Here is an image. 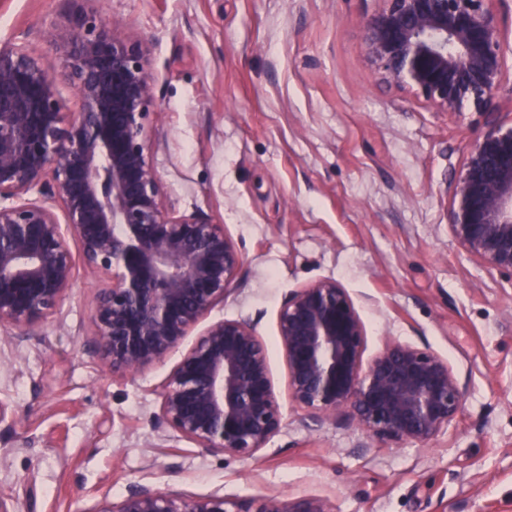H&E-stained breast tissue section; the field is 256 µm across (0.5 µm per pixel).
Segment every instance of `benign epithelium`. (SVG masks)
<instances>
[{"instance_id":"1","label":"benign epithelium","mask_w":512,"mask_h":512,"mask_svg":"<svg viewBox=\"0 0 512 512\" xmlns=\"http://www.w3.org/2000/svg\"><path fill=\"white\" fill-rule=\"evenodd\" d=\"M380 2L362 21L379 81L451 117L466 105L486 117L448 184V227L512 285V127L495 118L507 73L497 15L489 0ZM56 45L58 78L25 47H0V340H19L53 314L81 263L106 280L91 352L102 373L133 375L164 361L224 302L243 255L223 224L176 210L162 190L150 141L152 42L88 6ZM59 79L80 99L70 119ZM277 332L289 397L319 420L344 413L374 440L426 445L461 411L459 379L429 348L389 340L364 360V322L333 279L288 293ZM157 422L207 453L246 459L265 447L283 414L250 321L222 319L198 335L162 385ZM95 512L334 510L318 495L236 501L136 486Z\"/></svg>"}]
</instances>
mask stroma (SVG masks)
Returning <instances> with one entry per match:
<instances>
[{
  "mask_svg": "<svg viewBox=\"0 0 512 512\" xmlns=\"http://www.w3.org/2000/svg\"><path fill=\"white\" fill-rule=\"evenodd\" d=\"M378 0H99L153 43L151 145L175 207L224 224L244 256L205 322L247 319L269 347L283 423L253 458L200 452L158 426L180 355L103 375L87 347L104 279L79 268L59 308L0 343V495L12 512H96L136 485L231 500L324 495L334 512H512V288L454 241L447 183L485 124L379 84L360 20ZM78 0H0V46L58 77L50 43ZM347 289L366 356L390 339L448 359L460 414L429 444L374 442L288 396L277 339L288 292Z\"/></svg>",
  "mask_w": 512,
  "mask_h": 512,
  "instance_id": "35a3bbf8",
  "label": "stroma"
}]
</instances>
